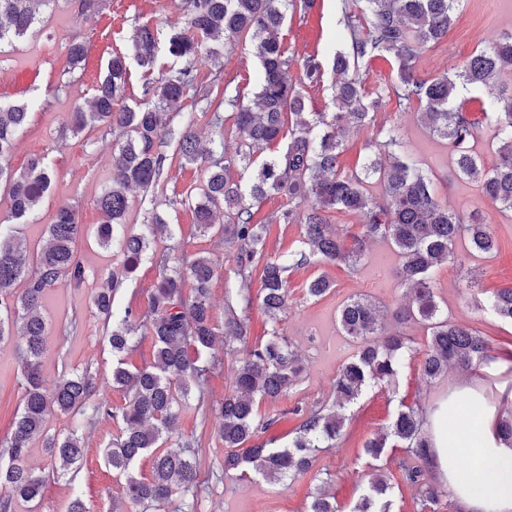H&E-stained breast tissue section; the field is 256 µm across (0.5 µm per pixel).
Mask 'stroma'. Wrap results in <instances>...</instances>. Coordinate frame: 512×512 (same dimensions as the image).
Masks as SVG:
<instances>
[{
    "label": "stroma",
    "mask_w": 512,
    "mask_h": 512,
    "mask_svg": "<svg viewBox=\"0 0 512 512\" xmlns=\"http://www.w3.org/2000/svg\"><path fill=\"white\" fill-rule=\"evenodd\" d=\"M102 3L99 12L83 13L74 0H55L45 10L42 22L26 37L10 45L0 44V100H33L39 104L26 130L17 138L8 162L20 170L32 158L43 157L55 171L36 220L23 225L22 235L28 246L42 243L47 224L63 204L74 208L84 227L76 250L88 275L86 283L79 288L65 281L57 284L48 292L43 305L51 325L43 355V372L50 383L65 373L83 370L104 381L112 371L104 322L91 303L94 292L106 287L113 263L111 250L99 246L96 240V228L104 221L96 200L112 177V137L101 129L72 133L68 128L69 114L75 104L91 99L110 55L129 52L135 26L146 23L163 30L181 19L180 0ZM340 6L341 0H314L307 13L293 15L280 32L285 55L291 62V80H299V63L307 53H316L326 69L323 83L305 89L306 104L312 112L333 109L331 84L335 76L330 67L335 51L347 42L338 23ZM507 32H512V0H464L460 16L444 41L421 51L416 61L417 73L431 78L460 68L484 41ZM76 40L86 45L87 61L85 68L71 72L67 69V49ZM222 52L224 82L219 95L228 99L238 94L252 97L261 76L253 45L231 42L224 44ZM390 125L400 127L413 157L433 172L440 201L464 214L479 212L495 235L497 246L488 254H470L466 241H459L457 251L465 257L464 267L442 265L436 273L435 286L450 321L474 328L491 345H498L503 337L512 336V324L490 317L482 305L490 291L512 288V212L488 201L478 183L455 177L448 145L432 137L415 113L399 109L391 100L383 102L373 125L361 128L349 139L340 158L342 168L359 169L366 143L375 136L377 128ZM164 150L170 158L167 174L160 186L149 192L132 191L133 207L126 230L143 231L147 213L156 204L174 224L175 237H159L151 242L137 272L117 291L115 304L121 309H147L158 277L153 254L171 245L175 258L204 253L216 261L211 298L216 318H223L225 288L234 277L235 254L218 237L199 233L192 210L184 204L203 178L200 167L180 161L173 138H166ZM399 263V255L388 244L378 241L353 268L320 262L289 270L288 310L281 329L301 358L304 371L287 399L259 403V414L275 420L268 431L260 434V441L276 447L287 445L299 423L291 413L292 408L331 399L333 378L358 349L357 341L342 333L337 312L353 296L367 298L386 312H393L405 294L394 275ZM319 275L333 281L334 287L327 296L313 300L306 295L305 284ZM404 332L412 340V357L396 384L373 388L354 405L346 442L340 450L318 453L314 463L315 470L330 474L329 491L345 510L368 486L369 468L362 454L364 439L385 427L399 404L416 405L429 412L444 404L457 387L469 386L482 402L512 383V355L502 353L477 371L452 369L442 379L426 383L421 375L426 329L411 322L405 325ZM20 356L17 338L0 342V441L9 436L21 405ZM48 429L56 435L76 432L83 445V457L76 469L47 477L35 504H14L13 512H64L76 491L82 493L87 512H128L130 505L123 489L102 457L103 448L118 432L116 424L89 411L75 416L58 412L50 416ZM178 431L186 437L197 436L201 443L196 462L207 484L194 512H306L309 494L314 489L311 475L283 482H272L254 473L235 480L222 478L224 448L215 438L214 424L199 423L194 401L182 406Z\"/></svg>",
    "instance_id": "stroma-1"
}]
</instances>
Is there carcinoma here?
Here are the masks:
<instances>
[{
    "label": "carcinoma",
    "mask_w": 512,
    "mask_h": 512,
    "mask_svg": "<svg viewBox=\"0 0 512 512\" xmlns=\"http://www.w3.org/2000/svg\"><path fill=\"white\" fill-rule=\"evenodd\" d=\"M51 2L0 0V43L26 36ZM309 2L183 0L184 26L166 37L175 63L142 86L141 100L133 107L114 109L125 91L130 62L146 73L156 67L161 32L147 24L136 27L131 36L132 55L115 53L108 60L89 108L79 106L70 117L75 134L101 127L115 135L111 184L97 201L105 217L98 228V243L115 246L119 263L109 272L112 287L95 292L92 305L109 325L113 362L108 385L124 391L126 400L114 407L101 397L94 411L117 424L118 433L104 451L105 463L125 498L141 512L159 509L177 492L195 500L203 487L194 459L197 438L176 434L180 406L192 392L198 393L196 410L202 420L211 415L217 420V435L224 443L222 475L241 477L253 471L279 482L309 472L316 453L339 448L350 408L368 389L394 382L403 368L411 351L407 338L398 332L382 335L379 307L353 297L339 310L338 321L344 333L361 344L334 379V401L295 406L291 414L300 423L288 445L245 447L275 422L258 415L256 401L285 398L300 380V359L280 328L288 308L285 274L292 266L326 261L354 267L365 257L367 244L384 241L401 258L397 277L408 293V300L395 312L396 322H418L428 332L421 365L424 378L432 382L451 366L477 370L492 360L484 337L443 316L433 280L439 266L462 263L455 249L461 238L475 253L492 251L495 241L489 225L476 212L464 216L441 204L433 179L411 159L395 126L376 131L360 169L344 171L340 157L348 137L371 124L382 100L393 97L400 108L416 110L422 125L451 148L458 176L479 182L486 198L512 211V89L499 91L488 104L474 96L475 91L494 86L504 72H512V33L491 38L460 70L423 79L415 66L419 51L438 46L448 35L462 0H342L339 25L348 40L333 58V70L343 76L332 85L336 111L309 112L304 86L323 82V66L318 56L309 54L301 60L303 78L291 82L279 37L288 11L305 12ZM247 38L254 42L263 74L249 103L228 101L233 109V152L229 153L223 140L214 148L202 144L194 132L196 115L183 113L184 101L197 93L202 62L219 55V48L209 42ZM377 60L391 64L396 79L371 97L365 94L360 75ZM350 71L355 73L352 78L347 77ZM202 99L210 112L208 124L224 131L223 101L206 94ZM32 109L29 103L0 102V191L8 194L12 218V223L0 224V342L18 336L24 351L22 407L0 450L7 458L0 461V487L8 490L0 499V512H12L14 502L32 503L41 494L43 476L27 462L33 440L42 439L48 456L65 467L80 461V438L73 431L64 437L48 433L47 418L55 412L78 414L100 392L97 379L86 370L63 375L50 389L45 383L41 363L48 333L41 313L45 296L62 280L81 287L87 273L74 254L81 224L68 206L56 211L35 254L23 247L20 226L35 217L54 177L42 158L30 160L22 170L7 163ZM473 112L485 114L496 128L497 161L490 169L471 144L476 129ZM178 116L181 125L173 129ZM164 131L177 136L185 163L203 167L198 192L186 198L197 228L224 240L235 252L237 284L226 288L220 324L210 301L216 264L206 255L179 263L172 260L170 247L153 255L160 277L147 314L141 318L130 307L121 312L115 308L120 283L136 273L150 241L174 236L168 220L155 208L149 212L145 232L124 231L131 188L148 191L164 178L167 155L160 137ZM285 139L288 143L281 153L264 154V149ZM235 163L252 170L247 183L231 176ZM372 183L381 186L379 194L368 191ZM271 194L288 198V207L275 220L298 224L303 231L304 248L286 258L268 256L271 225L253 222L251 203ZM332 210L356 216L359 230L340 236L328 224ZM255 274L262 282L259 299L270 325L268 337L242 353L229 392L215 404L205 393L214 371L223 364V357L214 351L215 341L222 337L224 353L234 354V344L248 339L245 312L252 303L248 283ZM17 283L23 284L18 297L11 291ZM331 288L333 282L320 275L306 284V294L319 299ZM485 310L512 323V289L491 292ZM141 324L152 337L154 360L131 367L126 356L133 351L132 335ZM476 408L478 413L466 419L471 433L488 431L495 444L512 448V411L494 401ZM423 425V411L403 405L382 431L364 441L362 451L370 458L369 486L350 512H391L385 470L395 448L408 453L398 460L397 470L403 483L417 488L418 512H435L448 491L434 481ZM145 455L153 458L148 477L135 470ZM307 512H339L336 498L319 487Z\"/></svg>",
    "instance_id": "1"
}]
</instances>
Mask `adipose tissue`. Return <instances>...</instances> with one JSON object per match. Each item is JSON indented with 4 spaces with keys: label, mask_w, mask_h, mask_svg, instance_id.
<instances>
[{
    "label": "adipose tissue",
    "mask_w": 512,
    "mask_h": 512,
    "mask_svg": "<svg viewBox=\"0 0 512 512\" xmlns=\"http://www.w3.org/2000/svg\"><path fill=\"white\" fill-rule=\"evenodd\" d=\"M443 412L431 418L433 446L430 460L437 474L454 489L468 512H512V449L496 446L482 437L477 449L488 456V470L481 473L461 465L472 449L465 443H453L443 425Z\"/></svg>",
    "instance_id": "adipose-tissue-1"
}]
</instances>
